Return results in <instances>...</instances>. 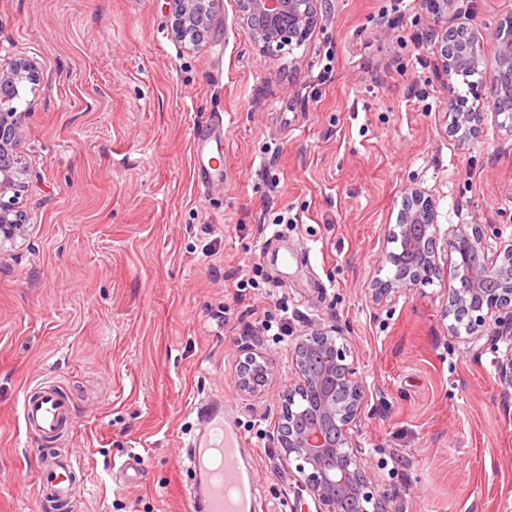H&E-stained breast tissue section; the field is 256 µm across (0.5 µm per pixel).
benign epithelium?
Instances as JSON below:
<instances>
[{
  "instance_id": "obj_1",
  "label": "benign epithelium",
  "mask_w": 512,
  "mask_h": 512,
  "mask_svg": "<svg viewBox=\"0 0 512 512\" xmlns=\"http://www.w3.org/2000/svg\"><path fill=\"white\" fill-rule=\"evenodd\" d=\"M437 26L441 27L440 52L448 81L481 74L480 41L466 25L459 26L467 44L448 48L444 13L453 0H436ZM222 0H168V25L179 41L195 40L209 30ZM238 19L249 38L263 53L277 56L306 41L317 23L319 0H237ZM497 66L512 73V19L497 31ZM39 73L26 58L0 68V242L14 240L24 232L18 200L26 173L16 146L24 134L26 111L19 109L14 91L23 84L35 85ZM472 98L450 90L448 112L453 114L450 133L461 145L476 138L484 120L483 106L494 114L507 115L512 133V112L503 109L496 83L488 79L468 82ZM443 244H438V241ZM387 241L399 242L400 251H388L385 261L395 272L388 280L373 283L372 299L422 291L427 282L454 273L439 263L438 249L467 264L461 286L449 292L445 316L468 310L467 342L483 335L494 324L509 341L504 357L497 361L501 379L512 385V237L490 224H457L439 235L435 204L418 187L406 192L397 214L396 229ZM297 377L283 395L282 422L277 443L283 460L295 463L303 487L316 505V512H348L355 503L360 512H390L389 501L375 493L365 464L359 428L366 403V386L357 371L354 355L342 330L322 324L298 336L291 352ZM272 373L269 360L248 351L241 362L238 386L252 397Z\"/></svg>"
}]
</instances>
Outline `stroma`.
<instances>
[{
  "label": "stroma",
  "mask_w": 512,
  "mask_h": 512,
  "mask_svg": "<svg viewBox=\"0 0 512 512\" xmlns=\"http://www.w3.org/2000/svg\"><path fill=\"white\" fill-rule=\"evenodd\" d=\"M512 0H455L493 74ZM434 0H322L307 40L263 55L223 0L198 44L176 40L166 0H0V67L33 60L25 133V232L0 245V512L38 502L42 459L81 460L73 512H184L194 479L189 403L221 397L251 458L258 512L315 504L277 444L296 335L337 325L368 391L359 439L392 512H512V386L504 341L456 338L451 280L375 304L405 192L436 202L440 229L512 234V133L488 116L447 136L449 86L428 38ZM224 120V179L202 185L193 139ZM293 221L274 223L280 210ZM263 271L237 295L249 259ZM287 319L278 338L255 311ZM272 373L237 385L243 347ZM69 399L72 428L27 431L25 393Z\"/></svg>",
  "instance_id": "1"
}]
</instances>
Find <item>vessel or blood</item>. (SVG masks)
I'll list each match as a JSON object with an SVG mask.
<instances>
[{"label": "vessel or blood", "instance_id": "1", "mask_svg": "<svg viewBox=\"0 0 512 512\" xmlns=\"http://www.w3.org/2000/svg\"><path fill=\"white\" fill-rule=\"evenodd\" d=\"M197 412L209 424V431L199 440V452L191 456V465L203 475L202 483L186 491L185 512H256L252 467L244 458L241 439L225 418L221 406H198ZM23 420L26 426L51 436L68 425V407L64 397L50 387L39 385L24 399ZM77 460H60L39 469L36 489L39 496L58 504H69L72 473Z\"/></svg>", "mask_w": 512, "mask_h": 512}]
</instances>
